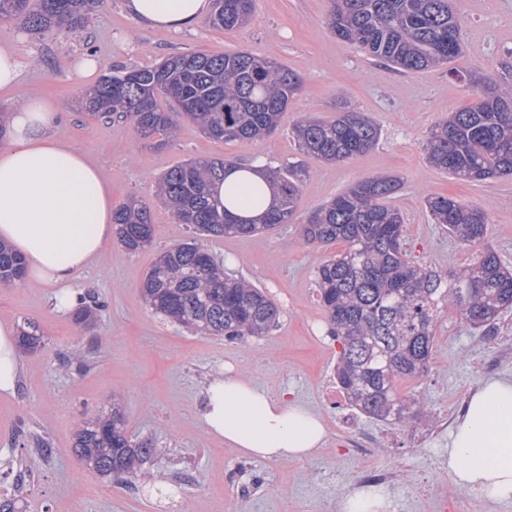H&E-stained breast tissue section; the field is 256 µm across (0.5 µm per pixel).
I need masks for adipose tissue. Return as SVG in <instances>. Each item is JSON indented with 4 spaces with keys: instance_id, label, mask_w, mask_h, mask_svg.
<instances>
[{
    "instance_id": "obj_1",
    "label": "adipose tissue",
    "mask_w": 512,
    "mask_h": 512,
    "mask_svg": "<svg viewBox=\"0 0 512 512\" xmlns=\"http://www.w3.org/2000/svg\"><path fill=\"white\" fill-rule=\"evenodd\" d=\"M126 11L153 28L191 27L210 10V0H126ZM61 112L30 100L10 112L0 140V242L26 263L30 284L50 286L61 312L78 302L76 274L87 267L114 234L112 185L75 146L57 139ZM258 194L260 204L228 203L243 218L259 217L273 201L261 164L230 168L216 197L228 190ZM14 324H0V392L14 393L20 360ZM205 431L245 456L301 459L326 436L323 421L285 396L222 369L202 391ZM448 473L460 487L492 501L512 500V382L490 379L471 393L449 434L444 453Z\"/></svg>"
}]
</instances>
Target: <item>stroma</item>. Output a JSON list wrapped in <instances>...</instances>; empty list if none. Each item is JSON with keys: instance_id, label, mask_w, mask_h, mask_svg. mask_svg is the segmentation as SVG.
<instances>
[{"instance_id": "obj_1", "label": "stroma", "mask_w": 512, "mask_h": 512, "mask_svg": "<svg viewBox=\"0 0 512 512\" xmlns=\"http://www.w3.org/2000/svg\"><path fill=\"white\" fill-rule=\"evenodd\" d=\"M123 3L101 0L76 34L27 32L0 23V46L13 47L25 62L17 88L0 91V111L31 98L59 100L57 138L80 148L111 182L113 205L139 197L149 204L154 224L150 246L130 253L108 244L77 273L76 287L97 303L90 326L57 312L51 289L0 286V323L29 318L48 337L44 350L20 353L16 393H0V497L19 496L23 512H340L343 498L359 487L362 463L347 446L352 434L361 433L375 442L376 463L393 473L385 491L388 512H441L446 498L463 502V512H512V501L491 502L457 486L437 454L451 425L440 413L468 400L486 379L483 359H494L496 377L512 380V311L502 315L499 335L492 339L462 328L453 311L441 310L431 364L409 389L428 403L431 415L409 428L376 421L325 394L336 382L340 346L328 334L315 274L342 246H306L299 240V228L314 209L364 177L389 173L401 180L392 203L404 215L411 260L461 268L488 247L512 270V177L464 181L425 157L430 128L471 105L476 85L445 65L409 74L388 69L329 31L331 0H254L245 27L217 30L201 22L181 32L147 27ZM453 8L462 20L460 66L511 85L512 0H453ZM242 50L286 65L303 81L281 130L245 142L209 138L185 121L166 146L144 144L129 121L100 119L82 107L84 82L73 70L83 56L97 58L106 69L151 66L178 53ZM345 105L374 119L381 128L379 142L340 164L303 155L292 124L304 116L334 119ZM190 158L262 159L272 166L294 162L305 169L294 223L205 241L227 273L256 284L278 305L279 321L264 336L228 341L190 331L154 314L140 293L157 255L190 235L154 196L155 177ZM432 194L486 211L482 245L463 246L432 223L425 207ZM227 363L271 395L290 391L319 415L327 431L324 445L303 459L259 460L209 436L198 416L200 391ZM116 400L129 434L157 446L145 467L177 492L164 508L150 502L142 483L97 478L74 453L78 422L110 410ZM21 426L31 437L45 439L48 453L40 456L23 447L16 439Z\"/></svg>"}]
</instances>
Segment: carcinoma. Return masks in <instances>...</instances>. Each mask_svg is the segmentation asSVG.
I'll list each match as a JSON object with an SVG mask.
<instances>
[{"instance_id":"cac0c4a2","label":"carcinoma","mask_w":512,"mask_h":512,"mask_svg":"<svg viewBox=\"0 0 512 512\" xmlns=\"http://www.w3.org/2000/svg\"><path fill=\"white\" fill-rule=\"evenodd\" d=\"M100 0H0V22L15 21L35 32L77 33ZM327 24L336 37L402 73L455 62L463 56L461 21L451 0H332ZM252 0H213L208 19L215 29L246 24ZM477 101L436 122L426 144L428 161L472 182L512 176V86L486 79ZM303 89L284 65L248 51L224 55L180 53L151 67H113L85 92L86 108L119 114L134 134L149 140L172 134L186 118L213 139L246 141L275 132L291 98ZM299 150L317 161L345 162L371 149L380 127L363 112L343 111L323 122L304 117L292 127ZM232 159L187 160L168 168L157 192L193 237L162 252L141 284L145 302L191 330L242 340L269 332L279 314L275 302L244 278H228L205 238L248 236L294 221L301 173L294 166L268 169L277 203L257 222L219 208L212 189ZM401 186L394 176H370L310 214L303 242L344 244L316 272L328 335L341 346L336 380L359 412L406 427L431 413L429 405L398 392V383L421 377L431 363L437 310L446 306L469 328L495 326L512 308V272L497 253L485 250L459 270L438 269L408 258L402 242L404 217L390 199ZM425 206L432 223L464 245L487 233L478 206L431 195ZM116 239L128 252L151 244L150 207L132 199L115 210ZM21 258L0 245V284L23 282ZM19 343L34 351L45 345L40 326H20ZM76 455L95 461L96 475L119 468L132 480L153 448L128 435L116 406L82 421L75 432Z\"/></svg>"}]
</instances>
